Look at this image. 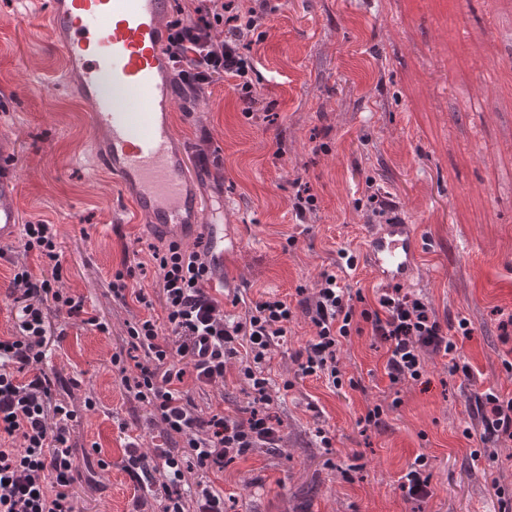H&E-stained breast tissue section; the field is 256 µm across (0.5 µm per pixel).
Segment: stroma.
I'll return each mask as SVG.
<instances>
[{"label":"stroma","instance_id":"35a3bbf8","mask_svg":"<svg viewBox=\"0 0 512 512\" xmlns=\"http://www.w3.org/2000/svg\"><path fill=\"white\" fill-rule=\"evenodd\" d=\"M265 25L249 32L253 101L234 80L179 100L172 112L191 154L221 160L224 193L209 217L239 239L227 263L235 272L227 314L268 297L295 302L314 288L337 252L359 253L384 204L417 224L420 265L410 284L439 318L467 319L460 361L425 358L421 380L391 387L386 354L372 336H351L338 354L344 382L303 376L294 360L314 328L296 312L270 354L275 448H254L208 481L226 512H502L512 500V442L478 448L477 394L512 395L499 323L512 314V0H268ZM86 112L49 39L40 0H0V154L17 164L23 223L53 225L59 288L82 297L99 333L53 313L65 330L47 366L59 398L95 410L70 427L78 450L98 448L106 469L73 486L79 512H133L137 500L158 512L155 493L126 469L127 436L158 443L150 411L129 397L111 362L128 322L165 324L160 271L152 247L169 236L133 220L121 191L94 169ZM316 203L297 214L299 186ZM142 262L138 287L153 302L113 299L108 283L124 260ZM35 277L51 265L23 241L0 246V336L14 326V270ZM290 389H283V381ZM204 412L236 414L248 388L229 363L223 385L186 381ZM400 406H393L394 397ZM383 422L363 427L367 408ZM431 476L429 498L398 488L416 458Z\"/></svg>","mask_w":512,"mask_h":512}]
</instances>
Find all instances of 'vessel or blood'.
Returning a JSON list of instances; mask_svg holds the SVG:
<instances>
[{
	"label": "vessel or blood",
	"instance_id": "obj_1",
	"mask_svg": "<svg viewBox=\"0 0 512 512\" xmlns=\"http://www.w3.org/2000/svg\"><path fill=\"white\" fill-rule=\"evenodd\" d=\"M169 10L170 0H48L47 31L95 130L99 171L120 186L134 216L184 242L208 240L220 282L224 258L238 241L208 219L206 190L219 173L211 167L189 172L188 150L171 121L178 95L166 52ZM16 193L15 162L1 157V245L19 235ZM419 252L415 225L398 215L363 237V258L386 283L410 281Z\"/></svg>",
	"mask_w": 512,
	"mask_h": 512
}]
</instances>
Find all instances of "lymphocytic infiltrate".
I'll return each instance as SVG.
<instances>
[{"mask_svg":"<svg viewBox=\"0 0 512 512\" xmlns=\"http://www.w3.org/2000/svg\"><path fill=\"white\" fill-rule=\"evenodd\" d=\"M169 25L167 52L181 91L197 93L223 78L251 93L252 66L242 51L246 32L262 25L261 9H236L232 0H196L181 8ZM228 27L225 40H214V25ZM162 270L159 294L167 313L166 329L150 318L130 325L125 343L142 353L137 374L122 375L125 390L146 405L163 427V442L144 453L138 441L126 444L127 469L136 480H149L164 498L162 512H224V494L197 483L182 491L185 468L206 472L234 462L253 448H274L280 441L268 407L271 379L266 365L271 349L283 342L294 307H302L315 328L313 338L295 359L302 375L342 383L337 353L352 335L370 332L385 346L391 385L420 380L424 355L448 358L450 373L460 370L454 355L458 337H470L466 320L440 319L419 293L394 285L364 306L362 292L343 287L336 272L323 271L314 295L297 288V306L278 298L254 302L243 316L225 314L224 304L208 285L213 272L207 254L185 251L176 242L154 250ZM15 331L0 336V512H77L71 492L78 479L77 450L69 424L75 409L56 398L58 379L44 365L62 338L49 319L51 309L79 318L81 298L63 293L55 279L36 278L23 267L13 275L11 291ZM252 392L242 414L199 410L182 384L223 382L231 359ZM481 443L512 440V396L489 389L478 399Z\"/></svg>","mask_w":512,"mask_h":512,"instance_id":"f902f5d3","label":"lymphocytic infiltrate"}]
</instances>
